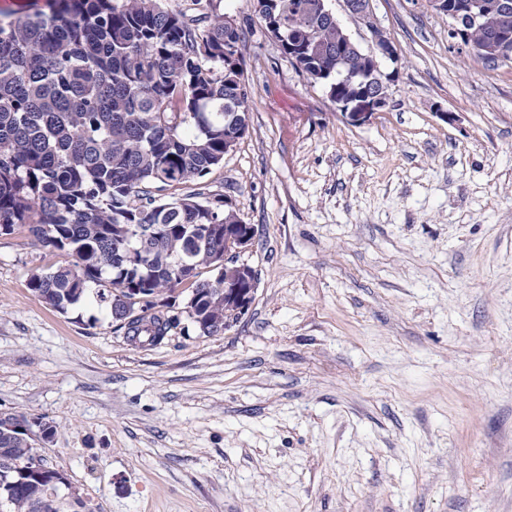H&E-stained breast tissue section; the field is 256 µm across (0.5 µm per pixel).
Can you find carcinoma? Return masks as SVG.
Returning a JSON list of instances; mask_svg holds the SVG:
<instances>
[{
    "label": "carcinoma",
    "instance_id": "cac0c4a2",
    "mask_svg": "<svg viewBox=\"0 0 512 512\" xmlns=\"http://www.w3.org/2000/svg\"><path fill=\"white\" fill-rule=\"evenodd\" d=\"M267 28L311 53L309 79L336 70L371 71L366 53L347 49L343 28L314 19L319 0H256ZM512 35V13L483 10L468 41L476 58ZM241 35L224 17L171 12L162 0H51L0 23V226L27 227L32 244L72 260L29 276L30 291L60 311L93 300L115 330L146 347L164 342L187 314L200 334L224 333L236 321L224 307V231L241 220L224 197L201 200L167 191L206 176L224 161V139L248 129ZM232 56H224V47ZM142 224L158 231L131 261L126 234ZM217 224L216 236L202 225ZM183 263L190 267L176 275ZM212 275L201 278L202 271ZM191 282L185 305L177 287ZM136 286L150 298L145 317L126 319L114 303ZM23 414L0 413V499L10 512L60 508L65 475L51 467L22 429Z\"/></svg>",
    "mask_w": 512,
    "mask_h": 512
}]
</instances>
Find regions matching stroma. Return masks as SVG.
<instances>
[{"label":"stroma","mask_w":512,"mask_h":512,"mask_svg":"<svg viewBox=\"0 0 512 512\" xmlns=\"http://www.w3.org/2000/svg\"><path fill=\"white\" fill-rule=\"evenodd\" d=\"M389 103L341 112L260 23L249 129L195 181L254 225L247 313L143 348L28 288L67 253L0 236V412L101 512H512V62L427 0H372ZM453 113L454 122L441 120Z\"/></svg>","instance_id":"stroma-1"}]
</instances>
